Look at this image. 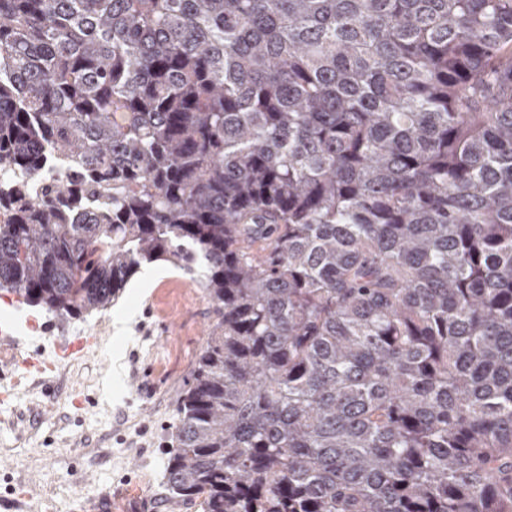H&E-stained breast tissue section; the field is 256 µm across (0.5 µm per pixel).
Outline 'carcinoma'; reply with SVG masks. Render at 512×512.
Wrapping results in <instances>:
<instances>
[{"instance_id":"carcinoma-1","label":"carcinoma","mask_w":512,"mask_h":512,"mask_svg":"<svg viewBox=\"0 0 512 512\" xmlns=\"http://www.w3.org/2000/svg\"><path fill=\"white\" fill-rule=\"evenodd\" d=\"M158 261L212 314L174 497L512 512V0H0V290Z\"/></svg>"}]
</instances>
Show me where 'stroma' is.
<instances>
[{
  "mask_svg": "<svg viewBox=\"0 0 512 512\" xmlns=\"http://www.w3.org/2000/svg\"><path fill=\"white\" fill-rule=\"evenodd\" d=\"M0 355L52 364L41 380L21 364L0 366V512H191L164 486L177 404L211 322L203 288L158 263L138 274L112 307L59 321L10 304ZM93 342L62 358L59 345Z\"/></svg>",
  "mask_w": 512,
  "mask_h": 512,
  "instance_id": "35a3bbf8",
  "label": "stroma"
}]
</instances>
